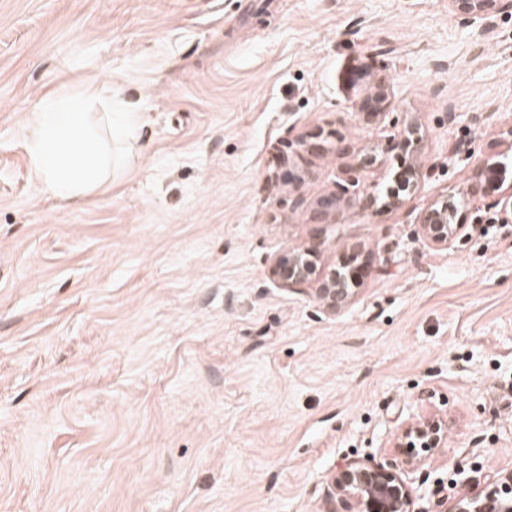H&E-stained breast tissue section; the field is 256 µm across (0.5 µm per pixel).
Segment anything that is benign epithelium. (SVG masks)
I'll use <instances>...</instances> for the list:
<instances>
[{"label":"benign epithelium","instance_id":"obj_1","mask_svg":"<svg viewBox=\"0 0 512 512\" xmlns=\"http://www.w3.org/2000/svg\"><path fill=\"white\" fill-rule=\"evenodd\" d=\"M510 9L512 0H448V13L464 24L484 31L497 14ZM368 87L359 101V110L378 118H385L394 107V96L386 77L371 62L364 64ZM402 149L413 155L419 152L422 141L420 128L409 125L397 131ZM498 145L506 147L501 161L479 166L480 189L493 197L489 203L499 209L502 219L512 214V184L503 175L505 160L512 157V127L499 134ZM423 173L417 165L408 164L394 175L395 187L388 206L396 207L413 197L419 189ZM359 178L345 170L337 176L336 192L321 202L330 210L336 201L358 194ZM419 231L424 241L434 248H449L469 235V224L458 214V201L446 196L432 203L419 216ZM270 275L281 288L293 292H312L329 313L341 311L351 297L350 285L356 280V271L346 263L332 265L324 272L317 268L315 251L298 248L277 257L270 266ZM448 427L437 411L423 407L416 418L407 423L396 438L393 447L402 449L404 458L397 462L377 460L350 461L336 469L327 479L326 496L330 504H337L342 512H418L414 504L416 489L408 473L418 468L419 452H431L444 446ZM452 512H512V474L481 494H464L456 501Z\"/></svg>","mask_w":512,"mask_h":512}]
</instances>
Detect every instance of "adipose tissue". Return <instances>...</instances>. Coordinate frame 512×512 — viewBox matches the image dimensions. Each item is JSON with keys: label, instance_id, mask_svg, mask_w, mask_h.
Returning a JSON list of instances; mask_svg holds the SVG:
<instances>
[{"label": "adipose tissue", "instance_id": "ef3b65f1", "mask_svg": "<svg viewBox=\"0 0 512 512\" xmlns=\"http://www.w3.org/2000/svg\"><path fill=\"white\" fill-rule=\"evenodd\" d=\"M140 113L112 109V90L91 84L57 90L29 114L26 141L32 170L53 198L74 202L112 179V142L133 137Z\"/></svg>", "mask_w": 512, "mask_h": 512}]
</instances>
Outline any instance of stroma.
Wrapping results in <instances>:
<instances>
[{
    "label": "stroma",
    "instance_id": "obj_1",
    "mask_svg": "<svg viewBox=\"0 0 512 512\" xmlns=\"http://www.w3.org/2000/svg\"><path fill=\"white\" fill-rule=\"evenodd\" d=\"M372 54L385 122L346 84ZM87 83L143 120L111 187L63 203L25 116ZM410 123L430 176L383 210ZM510 127V10L479 33L448 0H0V512H327L328 474L385 456L425 400L448 439L417 512L511 473L512 221L477 192L454 247L418 226ZM297 247L359 253L342 311L271 279ZM336 178V192L332 194L330 199L321 202V206L327 210H332L336 200H340L345 196H356L360 187L359 178L353 176L348 170L341 171Z\"/></svg>",
    "mask_w": 512,
    "mask_h": 512
}]
</instances>
